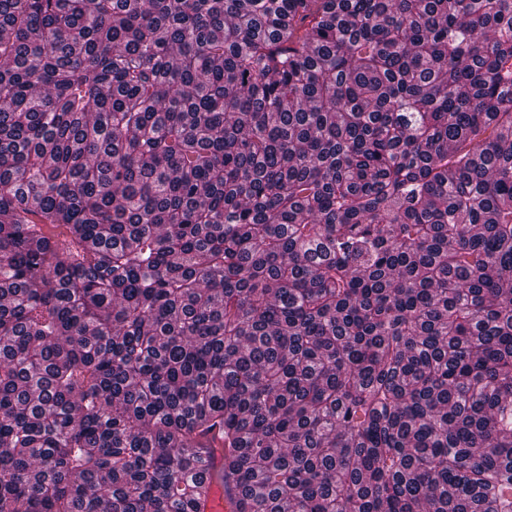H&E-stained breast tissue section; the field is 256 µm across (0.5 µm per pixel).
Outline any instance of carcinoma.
<instances>
[{"label": "carcinoma", "instance_id": "carcinoma-1", "mask_svg": "<svg viewBox=\"0 0 512 512\" xmlns=\"http://www.w3.org/2000/svg\"><path fill=\"white\" fill-rule=\"evenodd\" d=\"M512 512V0H0V512ZM221 448H215L213 454L212 470L210 474L204 473L201 476L203 485L206 487V497L201 507V512H230L232 504L224 499L223 488L217 483L215 474L222 467L223 457Z\"/></svg>", "mask_w": 512, "mask_h": 512}]
</instances>
